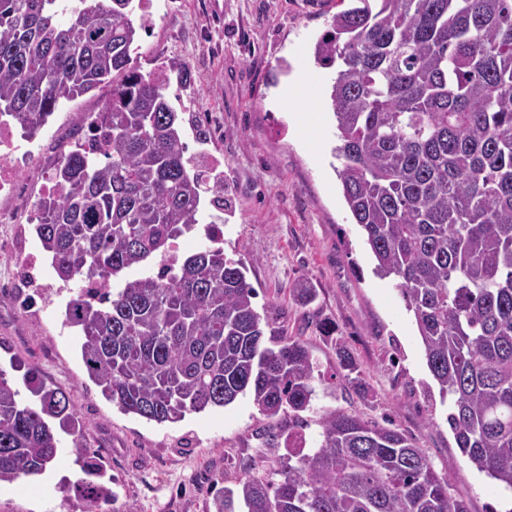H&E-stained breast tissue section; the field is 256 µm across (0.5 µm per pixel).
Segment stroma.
<instances>
[{"label":"stroma","mask_w":512,"mask_h":512,"mask_svg":"<svg viewBox=\"0 0 512 512\" xmlns=\"http://www.w3.org/2000/svg\"><path fill=\"white\" fill-rule=\"evenodd\" d=\"M151 27L134 59L142 74H162L165 95L182 119L183 139L199 166L224 180V253L243 260L257 307L309 346L321 373L313 383L304 434L314 441L327 411L358 413L393 425L423 449L448 492L469 512H512V492L469 468L446 421L430 407V381L412 313L373 259L353 224L334 171L335 122L313 46L351 0H152ZM112 94L103 85L63 102L36 133L42 155L19 180L25 199L0 196V250L33 255L49 266L36 235L35 206L47 175L81 143L86 122ZM314 289L297 301L296 282ZM67 294L27 288L0 270V369L30 399L23 378L36 371L66 393L98 455L109 497L97 512H205L247 465L286 456L287 424H273L250 396L158 424L107 401L83 366L75 329L64 323ZM330 321L337 336L324 335ZM356 357L367 383L361 395L338 379L337 341ZM49 465L54 481L0 484V512H86L74 484L83 473L71 437Z\"/></svg>","instance_id":"35a3bbf8"}]
</instances>
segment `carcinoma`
Segmentation results:
<instances>
[{
  "mask_svg": "<svg viewBox=\"0 0 512 512\" xmlns=\"http://www.w3.org/2000/svg\"><path fill=\"white\" fill-rule=\"evenodd\" d=\"M357 2L313 50L338 66L327 95L343 197L374 274L413 314L426 394L450 401L457 448L512 489V0ZM149 28L143 0H0V115L32 136L60 102L112 81L97 117L103 155L58 162L60 191L40 199L35 224L61 282L108 285L65 306L89 377L160 424L247 394L266 417L288 416L287 459L249 466L212 512H469L411 439L357 413L323 414L305 448L297 427L317 362L256 310L245 262L213 245L163 275L125 278L202 223V192L224 194L190 166L164 77L133 65ZM336 355L340 378L367 393L339 338ZM25 385L34 400L0 370V483L45 473L56 419L83 472L100 475L67 396L33 373ZM76 491L92 504L107 489L81 479Z\"/></svg>",
  "mask_w": 512,
  "mask_h": 512,
  "instance_id": "cac0c4a2",
  "label": "carcinoma"
}]
</instances>
